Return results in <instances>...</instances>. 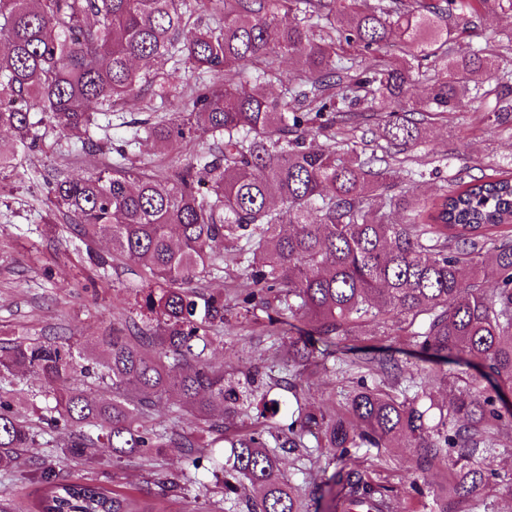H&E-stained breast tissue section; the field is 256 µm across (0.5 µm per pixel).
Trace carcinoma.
<instances>
[{
    "label": "carcinoma",
    "instance_id": "carcinoma-1",
    "mask_svg": "<svg viewBox=\"0 0 512 512\" xmlns=\"http://www.w3.org/2000/svg\"><path fill=\"white\" fill-rule=\"evenodd\" d=\"M498 11L512 13V0H0V173L36 146L46 117L91 151L102 125L90 106L109 111L147 91L164 108L183 82L167 68L175 57L196 73L181 118L133 119L130 143L145 137L168 151L187 137L210 140L172 178L132 163L80 179L44 176L48 200L81 236L107 239L112 255L140 267L149 284L141 313L155 323L99 337L95 370L66 341L0 346V371L24 368L43 382L53 400L44 423L77 428L67 456L93 463L107 448L115 460L146 461L178 448L199 469L198 438L152 419L174 395L230 449L221 469L227 512H236L243 479L256 492L249 512H310L278 477L279 452L305 447L307 436L340 461L402 440L421 449L415 493L427 467L452 468L431 512H472L491 473L481 445L491 429L512 428V172L427 199L388 191L399 155L433 116L489 95L483 79L512 81L501 66L509 47H457L458 21L475 25ZM395 44L394 61L356 62ZM280 58L298 81L284 79ZM425 61L434 74L418 97ZM250 72L283 91H247ZM378 100L392 106L375 113L385 145L366 154L344 128L354 107L372 111ZM230 247L246 272L240 304L272 310L269 326L294 335L288 361L308 367L318 346L328 357L341 345L351 363L396 380L395 352L346 345L359 327L391 325L439 374L392 392L362 381L342 413L306 408L287 424L263 413L251 430H231L243 391L206 357L224 324V294L193 286L223 271ZM79 376L111 396L96 397ZM451 383L459 387L437 401L434 386ZM34 443L25 412L0 388V466L27 465ZM33 474L44 485L39 512H135L128 495L60 480L43 462ZM326 486L324 512H395L391 495L354 469L340 468Z\"/></svg>",
    "mask_w": 512,
    "mask_h": 512
}]
</instances>
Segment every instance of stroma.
I'll return each mask as SVG.
<instances>
[{"label": "stroma", "mask_w": 512, "mask_h": 512, "mask_svg": "<svg viewBox=\"0 0 512 512\" xmlns=\"http://www.w3.org/2000/svg\"><path fill=\"white\" fill-rule=\"evenodd\" d=\"M512 101V87L498 95L475 100L465 110L432 124L427 140L410 147V165L417 175L407 179L398 174L396 187L431 197L453 189L460 180L512 171V113L506 122L496 121L497 98ZM146 99L122 103L108 114L106 136L96 150L82 149L75 138L47 129L38 147L22 166L0 174V343L10 344L41 337L69 340L75 349L93 346L106 330L124 329L138 319V291L142 274L138 266L118 264L101 271L90 253L110 255L104 241L83 243L71 218L47 204L42 174L58 171L72 178L87 176L112 164L118 147H126L136 164L148 163L167 176H174L185 163L204 150L205 139H186L172 151L157 150L151 142H129L128 121L149 117ZM245 271L233 254H225L224 271L206 280L209 292L224 295V324L208 350L209 358L224 367V376L245 381L252 374L268 382L284 376L286 367L275 355L277 336L267 327V311L247 310L235 299L243 286ZM363 368L350 366L344 354L329 358L325 368H310L302 380L307 406L325 411H342L344 397L363 375ZM71 427L58 426L38 431L37 443L27 449L31 460H44L59 476L87 480L135 494L147 512H204L221 494L211 473L196 476V486L182 492H167L155 484L158 474L180 481L185 464L178 449L170 448L158 459L105 460L90 467L62 453ZM493 474L482 498L489 512H512V430L495 436L485 450ZM420 459L415 448L381 449L380 453L358 451L349 459L366 479L387 487L397 512H427L425 500L405 492L412 470ZM339 468L329 454L300 459L298 450L282 453L279 476L301 487L306 499L318 497L322 480ZM13 500L17 512H38L41 487L37 477L22 467H0V493Z\"/></svg>", "instance_id": "obj_1"}]
</instances>
